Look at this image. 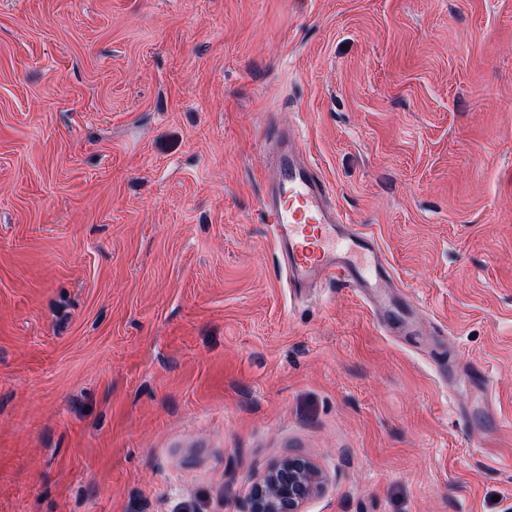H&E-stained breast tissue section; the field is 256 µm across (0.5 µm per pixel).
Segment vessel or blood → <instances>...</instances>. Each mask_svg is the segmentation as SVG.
I'll return each mask as SVG.
<instances>
[{
    "instance_id": "vessel-or-blood-1",
    "label": "vessel or blood",
    "mask_w": 512,
    "mask_h": 512,
    "mask_svg": "<svg viewBox=\"0 0 512 512\" xmlns=\"http://www.w3.org/2000/svg\"><path fill=\"white\" fill-rule=\"evenodd\" d=\"M270 137L284 145L270 161L262 208L289 287L333 282L353 288L375 306L388 331L400 332L408 317L390 304L398 283L374 237L345 221L296 137L278 131Z\"/></svg>"
}]
</instances>
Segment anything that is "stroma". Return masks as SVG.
Segmentation results:
<instances>
[{
  "instance_id": "35a3bbf8",
  "label": "stroma",
  "mask_w": 512,
  "mask_h": 512,
  "mask_svg": "<svg viewBox=\"0 0 512 512\" xmlns=\"http://www.w3.org/2000/svg\"><path fill=\"white\" fill-rule=\"evenodd\" d=\"M274 129L415 335L287 286ZM289 457L303 512H512V0H0V512H244Z\"/></svg>"
}]
</instances>
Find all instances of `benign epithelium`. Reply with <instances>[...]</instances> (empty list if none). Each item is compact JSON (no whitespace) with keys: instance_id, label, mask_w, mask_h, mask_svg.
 <instances>
[{"instance_id":"7a95c632","label":"benign epithelium","mask_w":512,"mask_h":512,"mask_svg":"<svg viewBox=\"0 0 512 512\" xmlns=\"http://www.w3.org/2000/svg\"><path fill=\"white\" fill-rule=\"evenodd\" d=\"M324 487L325 478L317 467L288 458L272 465L255 484L246 512H302L304 503Z\"/></svg>"}]
</instances>
